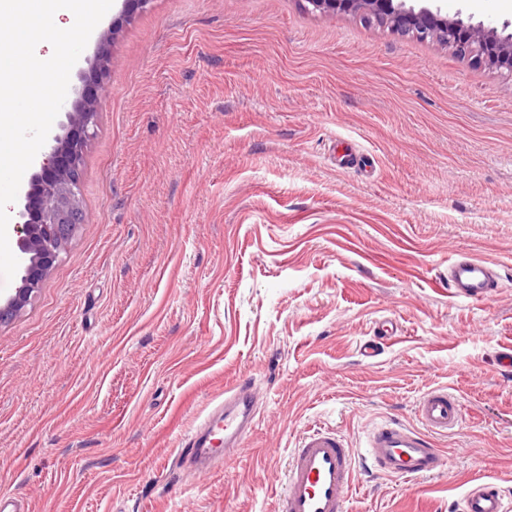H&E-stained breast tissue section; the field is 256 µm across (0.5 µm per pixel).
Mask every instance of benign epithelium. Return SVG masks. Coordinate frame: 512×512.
Returning <instances> with one entry per match:
<instances>
[{"label":"benign epithelium","instance_id":"7a95c632","mask_svg":"<svg viewBox=\"0 0 512 512\" xmlns=\"http://www.w3.org/2000/svg\"><path fill=\"white\" fill-rule=\"evenodd\" d=\"M303 7L323 16L354 12L393 33L439 42L476 65L512 73V33L466 23L458 16L450 18L442 0H432L429 6L411 0H303ZM118 31L115 22L112 31L102 34L92 69L82 75L83 91L65 113L62 133L51 138L49 157L32 174L23 194L13 227L20 284L11 297L0 301L1 325L21 316L83 223L80 176L84 149L95 134L101 98L107 92L106 44Z\"/></svg>","mask_w":512,"mask_h":512}]
</instances>
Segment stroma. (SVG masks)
<instances>
[{"mask_svg":"<svg viewBox=\"0 0 512 512\" xmlns=\"http://www.w3.org/2000/svg\"><path fill=\"white\" fill-rule=\"evenodd\" d=\"M503 0L449 15L512 24ZM81 178L85 222L0 325V494L28 512H276L313 427L354 452L418 426L445 387L462 423L431 477L355 476L349 512H454L512 492V75L300 0H151L110 47ZM349 141L359 163H340ZM464 252L496 299L448 291ZM398 330L373 361L378 322ZM257 422L212 471L182 441L241 377ZM459 512H510L512 498L498 482L479 480L469 485L457 501Z\"/></svg>","mask_w":512,"mask_h":512,"instance_id":"1","label":"stroma"}]
</instances>
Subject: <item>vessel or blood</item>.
I'll return each instance as SVG.
<instances>
[{
  "label": "vessel or blood",
  "mask_w": 512,
  "mask_h": 512,
  "mask_svg": "<svg viewBox=\"0 0 512 512\" xmlns=\"http://www.w3.org/2000/svg\"><path fill=\"white\" fill-rule=\"evenodd\" d=\"M500 286L495 265L485 260L460 254L448 264V289L455 297L486 301L498 293ZM393 334L392 323L379 324L375 336L362 346V357L375 359ZM256 414L251 381L239 379L225 391L223 402L184 440L178 451L179 462L201 472L212 469L224 452L241 446ZM417 414L420 427L390 420L369 431L365 453L381 474L412 478L445 470V458L431 436L459 426L458 398L445 389L429 390L420 399ZM355 467L356 456L338 432L325 428L306 431L291 452L279 512H347L346 498ZM458 512H512V498L498 482L479 480L465 489Z\"/></svg>",
  "instance_id": "b4317fda"
}]
</instances>
